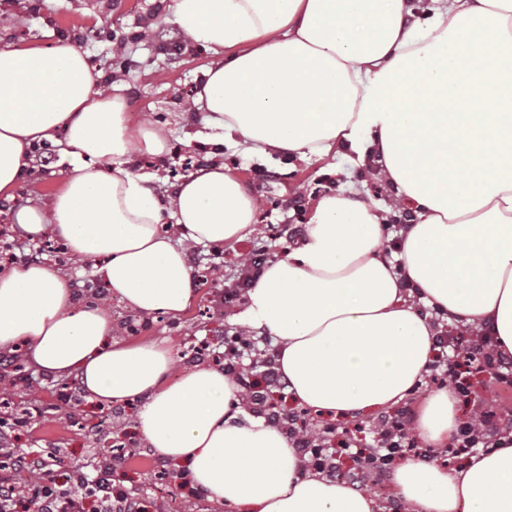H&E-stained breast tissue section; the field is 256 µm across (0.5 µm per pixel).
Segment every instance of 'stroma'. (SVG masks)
<instances>
[{
    "label": "stroma",
    "instance_id": "obj_1",
    "mask_svg": "<svg viewBox=\"0 0 512 512\" xmlns=\"http://www.w3.org/2000/svg\"><path fill=\"white\" fill-rule=\"evenodd\" d=\"M169 4L170 0H0V48H48L59 40L71 41L88 54L102 75L122 80L131 128L149 119L165 129L169 140L165 159L155 163L143 156L133 167L137 174L158 171L160 179L151 189L161 199L171 195L180 181L181 154H209L207 146L191 140L203 125L200 113L190 110L189 104L213 59L212 51L174 23ZM66 151L65 134L57 132L49 164L27 169L12 197L0 195V206L6 209L0 232L10 242L27 239L14 221L16 212L41 204L63 185ZM223 153L226 170L260 201L254 232L222 248L226 271L252 250L265 251L271 258L287 253L293 241L270 240L268 225L308 223L324 195L353 186L368 203L385 204L390 198L387 185L367 178L344 155L308 161L288 155L264 158L228 145ZM210 297L208 285L195 286L194 300L181 316L159 314L142 322L141 336L167 341L172 347L171 377L192 365L194 345L205 341L223 347L225 337L239 328L235 315L244 309L245 298L212 310ZM20 362L30 381L10 388L9 393L15 409L28 410L31 418L11 439L14 452L43 458L60 453L69 465L82 466L108 458L114 437L120 436L128 456L123 481L141 499L145 512H222L204 497L174 487L154 472L155 455L136 428V410L112 416L105 432H92L90 424L101 415L97 405L87 399L75 408L58 405L60 379L38 370L29 355H21Z\"/></svg>",
    "mask_w": 512,
    "mask_h": 512
}]
</instances>
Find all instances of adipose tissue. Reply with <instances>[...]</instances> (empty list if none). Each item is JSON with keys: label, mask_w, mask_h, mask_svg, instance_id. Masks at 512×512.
Segmentation results:
<instances>
[{"label": "adipose tissue", "mask_w": 512, "mask_h": 512, "mask_svg": "<svg viewBox=\"0 0 512 512\" xmlns=\"http://www.w3.org/2000/svg\"><path fill=\"white\" fill-rule=\"evenodd\" d=\"M171 10L215 55L195 99L213 144L303 160L350 151L414 210L391 260L388 211L352 188L324 196L297 246L250 288L237 321L276 337L297 404L343 418L412 396L435 354L418 301L512 355V0H172ZM61 130L68 176L20 210L18 226L97 261L139 316L181 315L193 295L186 243L243 240L255 198L215 161L160 200L131 166L168 153L163 127L130 128L119 87L104 88L70 42L1 48L0 195ZM168 212L182 243L162 229ZM20 342L97 403L140 402L147 447L225 512H381L368 493L307 470L222 370L198 363L169 380V347L114 339L106 306L78 302L67 274L36 262L0 270V351ZM460 422L442 387L420 402L413 431L441 450ZM392 481L404 512H512V433L454 469L401 459Z\"/></svg>", "instance_id": "adipose-tissue-1"}]
</instances>
